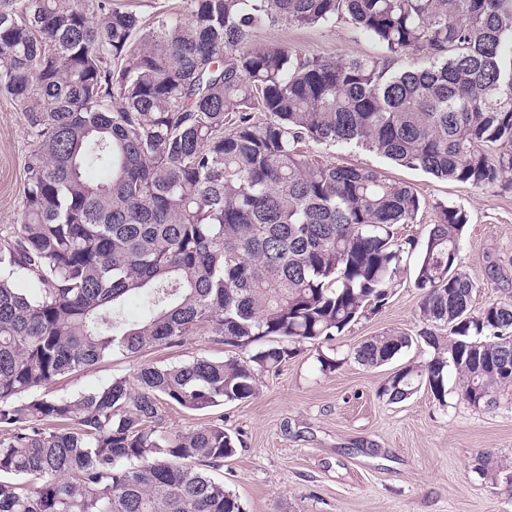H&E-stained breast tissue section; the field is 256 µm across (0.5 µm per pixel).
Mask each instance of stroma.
<instances>
[{"instance_id": "obj_1", "label": "stroma", "mask_w": 512, "mask_h": 512, "mask_svg": "<svg viewBox=\"0 0 512 512\" xmlns=\"http://www.w3.org/2000/svg\"><path fill=\"white\" fill-rule=\"evenodd\" d=\"M251 43H282L309 56L369 58L381 49L348 22L330 27L285 23L256 30ZM37 141L22 104L0 93V230L18 229L23 206L25 163ZM340 165L376 169L413 187L424 202L417 223L401 224L398 237L422 242L439 203L465 209L469 216L460 262L474 278L475 306L512 304V187L475 188L393 165L357 147L321 145ZM417 256L405 270L387 305L351 324L327 344H303L278 373L264 376L249 400L198 413L166 407L162 425L187 429L220 417L241 443L216 476L232 491L244 512H512V492L501 478L480 477L476 465L488 451L512 472V401L493 410L450 400L439 405L420 389L403 402L380 398L388 376L421 365L432 351L417 336L420 292L414 286ZM498 265V278L489 275ZM413 336L409 348L380 367L357 363L353 352L367 338L384 332ZM222 345L204 333L180 348L156 347L137 356L114 354L44 388L50 397L95 391L113 378L131 376L143 364H171L196 357L223 358ZM338 359L322 370L319 358Z\"/></svg>"}]
</instances>
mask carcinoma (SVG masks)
<instances>
[{"mask_svg": "<svg viewBox=\"0 0 512 512\" xmlns=\"http://www.w3.org/2000/svg\"><path fill=\"white\" fill-rule=\"evenodd\" d=\"M144 24L112 0H0V92L25 108L21 224L0 243V512H242L207 469L237 452L207 412L257 395L294 346L381 310L414 224V189L301 149L365 147L475 188L512 185V0H187ZM348 20L373 59L253 47V31ZM410 54L429 66L402 65ZM266 119L258 121L255 114ZM101 167L108 178L94 181ZM469 223L436 207L417 264L419 337L434 351L379 395L423 385L491 409L512 398V306L475 310L459 264ZM29 276L37 292L17 291ZM144 303L132 321L125 306ZM204 331L246 359L144 364L77 397L38 391L115 353ZM405 334L366 339L390 363ZM457 378L448 389V372Z\"/></svg>", "mask_w": 512, "mask_h": 512, "instance_id": "obj_1", "label": "carcinoma"}]
</instances>
